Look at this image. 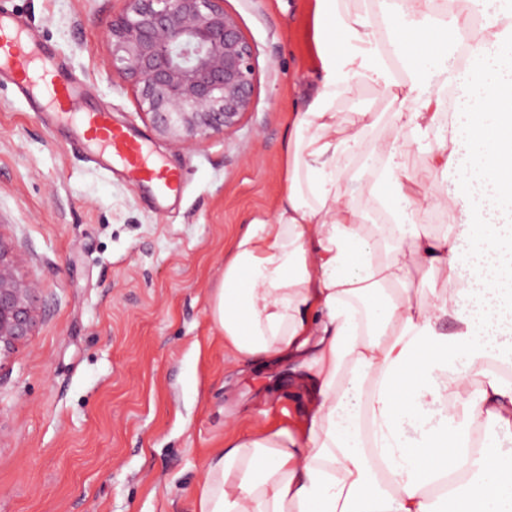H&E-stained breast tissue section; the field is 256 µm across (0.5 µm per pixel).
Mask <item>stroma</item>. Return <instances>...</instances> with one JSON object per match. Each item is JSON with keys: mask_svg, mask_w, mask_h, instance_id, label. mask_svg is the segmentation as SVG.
I'll list each match as a JSON object with an SVG mask.
<instances>
[{"mask_svg": "<svg viewBox=\"0 0 512 512\" xmlns=\"http://www.w3.org/2000/svg\"><path fill=\"white\" fill-rule=\"evenodd\" d=\"M0 3L82 80V107L111 106L185 179L155 208L0 80V239L38 314L0 360V512H196L214 449L304 405L290 363L230 359L207 306L234 238L281 192L288 123L315 81L307 0H224L254 47V106L189 149L154 134L112 69L119 0Z\"/></svg>", "mask_w": 512, "mask_h": 512, "instance_id": "obj_1", "label": "stroma"}]
</instances>
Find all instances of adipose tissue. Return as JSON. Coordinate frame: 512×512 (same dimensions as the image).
I'll return each mask as SVG.
<instances>
[{
  "label": "adipose tissue",
  "instance_id": "adipose-tissue-1",
  "mask_svg": "<svg viewBox=\"0 0 512 512\" xmlns=\"http://www.w3.org/2000/svg\"><path fill=\"white\" fill-rule=\"evenodd\" d=\"M312 28L318 83L275 211L239 233L208 298L236 362L292 363L303 415L216 449L197 512H512V450L473 444L512 436V0H314ZM404 31L432 43L410 54ZM363 87L396 103V135L351 174L382 118L339 108ZM431 211L449 228L415 223Z\"/></svg>",
  "mask_w": 512,
  "mask_h": 512
}]
</instances>
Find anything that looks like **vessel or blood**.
Instances as JSON below:
<instances>
[{
    "label": "vessel or blood",
    "mask_w": 512,
    "mask_h": 512,
    "mask_svg": "<svg viewBox=\"0 0 512 512\" xmlns=\"http://www.w3.org/2000/svg\"><path fill=\"white\" fill-rule=\"evenodd\" d=\"M1 73L29 99L41 103L53 124L70 127L78 144L100 168L118 171L133 186L150 188L157 199L180 193L179 174L154 158L145 138L115 124L109 107L81 110L82 86L67 64L36 42L2 8Z\"/></svg>",
    "instance_id": "1"
}]
</instances>
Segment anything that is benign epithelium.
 <instances>
[{"mask_svg": "<svg viewBox=\"0 0 512 512\" xmlns=\"http://www.w3.org/2000/svg\"><path fill=\"white\" fill-rule=\"evenodd\" d=\"M106 33L112 69L133 82L158 138L177 148L228 134L250 112L255 53L224 0H122ZM35 284L0 238V356L32 335Z\"/></svg>", "mask_w": 512, "mask_h": 512, "instance_id": "1", "label": "benign epithelium"}]
</instances>
